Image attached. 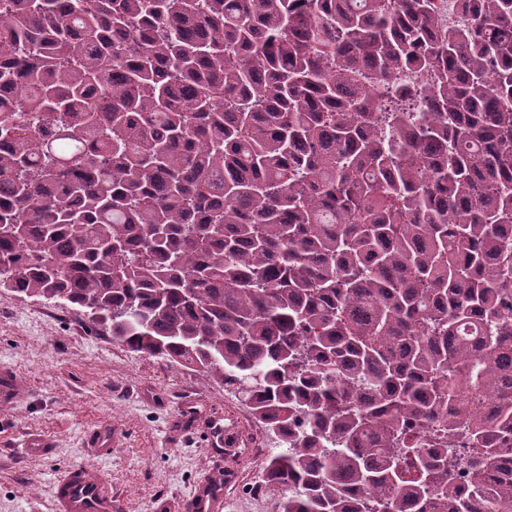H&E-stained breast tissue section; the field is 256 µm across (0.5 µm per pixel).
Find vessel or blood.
Listing matches in <instances>:
<instances>
[{"label":"vessel or blood","instance_id":"1","mask_svg":"<svg viewBox=\"0 0 512 512\" xmlns=\"http://www.w3.org/2000/svg\"><path fill=\"white\" fill-rule=\"evenodd\" d=\"M29 396L28 387L12 370L0 368V406H13ZM56 512H112V488L106 477H90L87 467L71 470L56 486ZM186 512H222L224 496L214 486L195 491Z\"/></svg>","mask_w":512,"mask_h":512}]
</instances>
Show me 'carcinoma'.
Wrapping results in <instances>:
<instances>
[{"instance_id":"1","label":"carcinoma","mask_w":512,"mask_h":512,"mask_svg":"<svg viewBox=\"0 0 512 512\" xmlns=\"http://www.w3.org/2000/svg\"><path fill=\"white\" fill-rule=\"evenodd\" d=\"M456 2L0 0V293L249 385L283 512H512V0Z\"/></svg>"}]
</instances>
